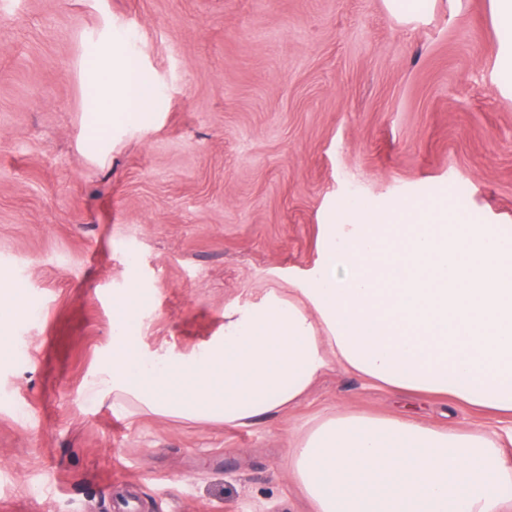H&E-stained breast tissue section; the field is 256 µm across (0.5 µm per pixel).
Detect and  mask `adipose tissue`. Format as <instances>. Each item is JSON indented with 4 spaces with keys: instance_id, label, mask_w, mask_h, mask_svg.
<instances>
[{
    "instance_id": "obj_1",
    "label": "adipose tissue",
    "mask_w": 512,
    "mask_h": 512,
    "mask_svg": "<svg viewBox=\"0 0 512 512\" xmlns=\"http://www.w3.org/2000/svg\"><path fill=\"white\" fill-rule=\"evenodd\" d=\"M94 57L83 141L100 156L114 127L151 124L155 87L118 43ZM142 302L134 287L116 297L120 332L91 400L248 425L299 406L338 368L402 396L512 418L511 224L419 203L323 225L314 270L288 293L226 306L223 336L189 355L144 352L131 334ZM507 440L346 409L293 441L286 465L313 512H507Z\"/></svg>"
}]
</instances>
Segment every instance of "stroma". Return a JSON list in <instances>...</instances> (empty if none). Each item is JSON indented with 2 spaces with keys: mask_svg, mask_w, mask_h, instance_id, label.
Listing matches in <instances>:
<instances>
[{
  "mask_svg": "<svg viewBox=\"0 0 512 512\" xmlns=\"http://www.w3.org/2000/svg\"><path fill=\"white\" fill-rule=\"evenodd\" d=\"M120 43L158 118L79 148L86 68ZM491 0L403 23L384 0H0V512H309L288 442L386 389L328 372L248 426L90 402L113 302L137 287L147 349L199 350L224 308L311 269L321 227L361 206L443 203L512 225V79ZM423 420L498 417L418 401Z\"/></svg>",
  "mask_w": 512,
  "mask_h": 512,
  "instance_id": "stroma-1",
  "label": "stroma"
}]
</instances>
